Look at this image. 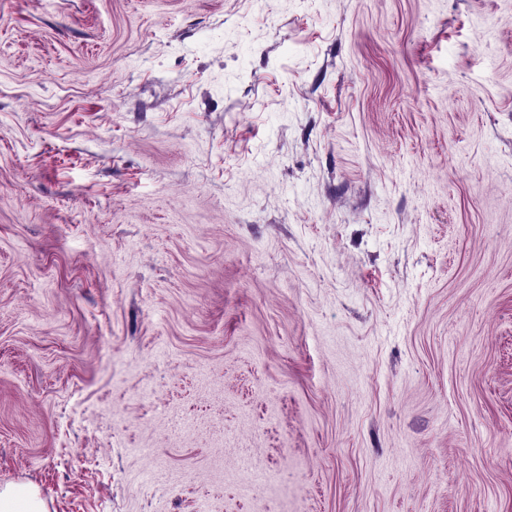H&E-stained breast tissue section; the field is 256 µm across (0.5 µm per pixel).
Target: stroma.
Instances as JSON below:
<instances>
[{
	"label": "stroma",
	"mask_w": 512,
	"mask_h": 512,
	"mask_svg": "<svg viewBox=\"0 0 512 512\" xmlns=\"http://www.w3.org/2000/svg\"><path fill=\"white\" fill-rule=\"evenodd\" d=\"M9 482L512 512V0H0Z\"/></svg>",
	"instance_id": "stroma-1"
}]
</instances>
